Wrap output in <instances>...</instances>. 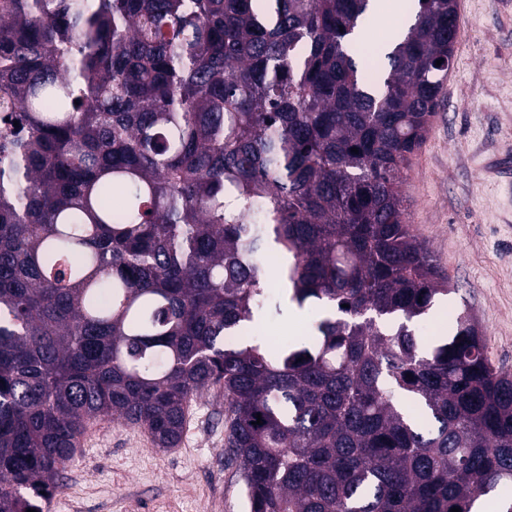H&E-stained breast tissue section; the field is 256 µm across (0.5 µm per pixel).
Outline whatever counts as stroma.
<instances>
[{"label":"stroma","mask_w":512,"mask_h":512,"mask_svg":"<svg viewBox=\"0 0 512 512\" xmlns=\"http://www.w3.org/2000/svg\"><path fill=\"white\" fill-rule=\"evenodd\" d=\"M458 36L444 96L404 172L412 234L451 293L419 332L453 335L470 309L491 364L512 373V0H457ZM224 398L192 404L178 447L102 419L63 472L54 512H249L244 481L224 457Z\"/></svg>","instance_id":"35a3bbf8"}]
</instances>
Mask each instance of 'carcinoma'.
Listing matches in <instances>:
<instances>
[{
	"instance_id": "obj_1",
	"label": "carcinoma",
	"mask_w": 512,
	"mask_h": 512,
	"mask_svg": "<svg viewBox=\"0 0 512 512\" xmlns=\"http://www.w3.org/2000/svg\"><path fill=\"white\" fill-rule=\"evenodd\" d=\"M417 5L369 54L371 0H0V512H42L101 417L177 447L213 386L250 512L512 482V374L466 310L412 328L449 282L402 177L457 35ZM309 320V312L304 311L296 314L289 315L287 318L270 319L264 324L266 330H279L288 335L296 333L297 330H303L307 321ZM290 327V332H289Z\"/></svg>"
}]
</instances>
